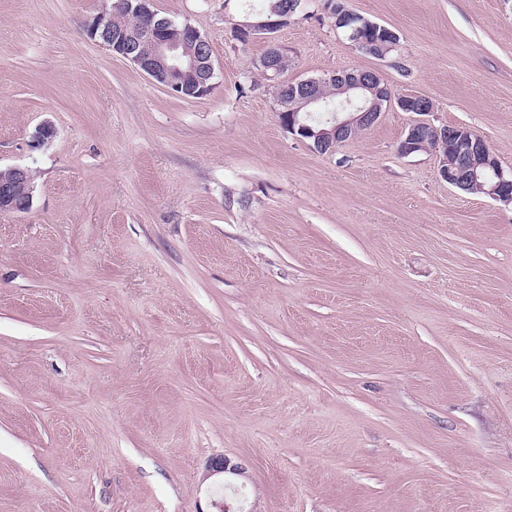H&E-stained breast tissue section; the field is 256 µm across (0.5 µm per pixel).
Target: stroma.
I'll list each match as a JSON object with an SVG mask.
<instances>
[{
  "instance_id": "obj_1",
  "label": "stroma",
  "mask_w": 512,
  "mask_h": 512,
  "mask_svg": "<svg viewBox=\"0 0 512 512\" xmlns=\"http://www.w3.org/2000/svg\"><path fill=\"white\" fill-rule=\"evenodd\" d=\"M303 0L288 82L376 71L512 169V0ZM112 0H0V512H512V206L403 156L388 106L330 153L281 124L263 0H153L207 37L184 99L90 38ZM53 137L32 138L43 123ZM330 15L334 19L336 29L346 27L342 31L346 34L348 40L361 51H367L373 45L385 46L399 40V36L394 30L354 14L347 9H338L336 13ZM363 33L372 34L374 41L363 37ZM31 172L23 167L0 170V212H26L33 202Z\"/></svg>"
}]
</instances>
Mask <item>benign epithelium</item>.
Wrapping results in <instances>:
<instances>
[{
    "mask_svg": "<svg viewBox=\"0 0 512 512\" xmlns=\"http://www.w3.org/2000/svg\"><path fill=\"white\" fill-rule=\"evenodd\" d=\"M153 0H116L113 8L138 15L137 28L114 30L105 21L112 13L96 16L87 26L88 35L97 40L114 55L133 62L148 78L182 95L183 87L176 78L187 71L195 78L193 94L205 96L213 88L214 66L208 39L193 26L176 24L157 17L152 9ZM300 3H291L283 13L274 12L256 22L237 24V33L251 36L265 33L272 36L287 24ZM334 26L343 29L348 40L361 51L373 45L384 46L399 40L398 34L365 17L346 9L331 14ZM370 33L369 40L363 34ZM291 63L288 48L273 44L272 53L260 60V65L273 69V76L280 75V68ZM326 83L340 86L342 99L334 113L326 119L325 127L314 130L309 125L313 113L321 109L319 90ZM392 97L377 72L368 69L327 73L289 84L288 99L277 97L279 116L283 126L292 135L309 140L323 153L356 133L373 126ZM404 112L421 116L408 128L398 146V152L410 156L419 151L433 152L439 156V174L454 188L469 192L478 188L482 193L504 204H512V170L505 171L488 143L465 126H435L422 116L433 112V102L422 95H408L397 99ZM34 185L31 172L23 167L0 170V212H26L33 202ZM209 474H242V467L224 457H216L208 464Z\"/></svg>",
    "mask_w": 512,
    "mask_h": 512,
    "instance_id": "1",
    "label": "benign epithelium"
}]
</instances>
